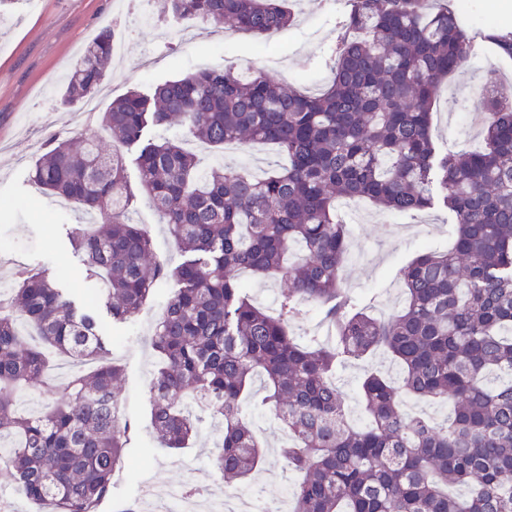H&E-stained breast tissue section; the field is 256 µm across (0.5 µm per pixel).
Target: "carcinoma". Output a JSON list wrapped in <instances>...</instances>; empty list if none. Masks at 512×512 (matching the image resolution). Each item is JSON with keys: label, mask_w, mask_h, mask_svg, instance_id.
I'll return each instance as SVG.
<instances>
[{"label": "carcinoma", "mask_w": 512, "mask_h": 512, "mask_svg": "<svg viewBox=\"0 0 512 512\" xmlns=\"http://www.w3.org/2000/svg\"><path fill=\"white\" fill-rule=\"evenodd\" d=\"M172 20L230 26L266 36L291 25V0H159ZM336 42V66L318 94L264 73L200 69L132 90L101 114L111 144L93 135L50 145L35 161L42 191L83 205L105 221L75 231L86 276L106 275L112 323L139 313L162 283L173 285L152 333L160 364L150 422L166 448H182L203 416L224 420L216 469L239 481L261 458L242 401L254 377V406L276 417L292 442L282 450L302 473L292 512H512V83L484 84V146L440 150L432 110L442 79L461 69L472 42L450 4L351 0ZM485 43L512 59V31ZM114 35L101 31L73 65L59 97L72 109L98 91ZM179 124L185 137L276 145L288 166L256 178L200 166L180 140L151 128ZM138 146L141 191L182 256L156 258L149 232L132 222L123 149ZM366 199L405 215L436 207L454 216L444 250L426 248L400 268L403 309L386 318L354 310L342 288L348 251L336 204ZM280 274L289 288L276 316L251 299L241 274ZM319 304L334 343L298 344L289 322L300 302ZM35 327L43 347H23L17 322ZM94 313L81 311L46 272L15 273L0 298V460L42 512H97L135 429L116 413L124 370ZM95 365L65 379L50 375L47 351ZM374 351L399 367L368 374L361 398L369 423L349 424L337 365ZM59 399L30 416L22 394ZM405 394L447 404L438 424L409 416ZM462 486V499L449 488Z\"/></svg>", "instance_id": "carcinoma-1"}]
</instances>
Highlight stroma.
Segmentation results:
<instances>
[{
	"mask_svg": "<svg viewBox=\"0 0 512 512\" xmlns=\"http://www.w3.org/2000/svg\"><path fill=\"white\" fill-rule=\"evenodd\" d=\"M457 3L460 21L470 36H480L490 28L512 29V20L500 19L497 0ZM293 9L294 24L272 41L201 24L194 25L189 39L166 34L131 11L128 0H23L13 13L0 15V142L10 146L8 152H0V199L9 203L8 209L0 212V246L7 252L0 262V290L11 288L17 263L54 276L67 273L65 286L79 303L91 298L98 288L96 280L87 278L81 256L69 242L85 218L82 206L41 193L31 172L34 160L54 140L84 128L81 107L63 108L59 91L70 66L102 27L113 30L121 48L94 96L101 112L129 90L148 93L156 84L199 68H223L228 57L304 91L324 86L331 76L336 20L345 6L340 0H295ZM491 75L512 82V61L479 45L463 69L442 83L433 113V139L438 146L479 143L483 113L476 89ZM202 156L211 165L257 174L276 159L274 150L266 145L233 154L207 149ZM363 208L365 223L347 226L350 247L343 285L357 306L372 313L400 309L403 299L390 296L398 284L399 268L414 258L424 243L447 247L455 226L440 208L431 210L432 223L426 229L372 203H364ZM132 217L150 232L157 257L172 265L180 262L172 237L145 197H138ZM169 294V286L160 287L138 315L117 327L108 314L100 316L105 334L115 338L112 356L125 370L120 396L136 430L116 470L112 493L101 502L98 512H136L146 485L160 495L188 480L219 489L225 486L212 460L222 439L220 424L204 422L189 445L180 449L163 447L150 426L149 384L159 365L151 335ZM392 365L386 354L378 353L339 368L337 381L355 424L366 419L359 392L364 375L370 371L388 374ZM265 418L262 412L251 414L265 462L243 489L276 505L289 497L298 477L285 471L281 462L280 446L286 439L283 430L265 426Z\"/></svg>",
	"mask_w": 512,
	"mask_h": 512,
	"instance_id": "1",
	"label": "stroma"
}]
</instances>
